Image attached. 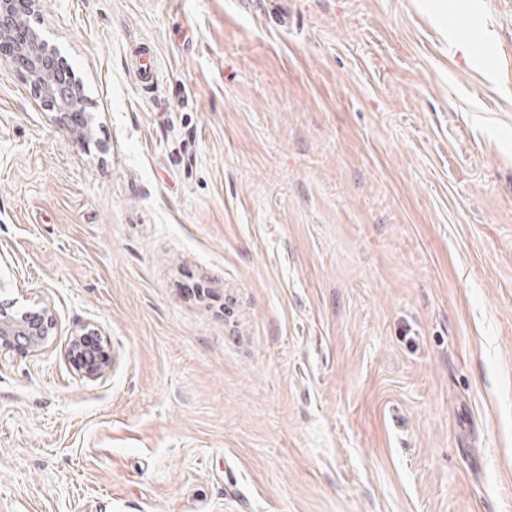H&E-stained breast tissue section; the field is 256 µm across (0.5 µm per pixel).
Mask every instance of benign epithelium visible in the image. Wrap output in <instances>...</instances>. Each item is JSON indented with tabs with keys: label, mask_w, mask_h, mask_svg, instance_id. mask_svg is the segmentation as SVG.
Wrapping results in <instances>:
<instances>
[{
	"label": "benign epithelium",
	"mask_w": 512,
	"mask_h": 512,
	"mask_svg": "<svg viewBox=\"0 0 512 512\" xmlns=\"http://www.w3.org/2000/svg\"><path fill=\"white\" fill-rule=\"evenodd\" d=\"M37 2L0 0V58L23 70L34 91L50 110L56 112V121L75 132L81 116L80 96L71 73L60 67L55 55L47 51L42 42L29 36L19 25L20 19L31 13ZM52 325L53 319L44 308L38 313L17 317L1 305L0 347L10 349L22 343L37 352ZM112 363L111 349L101 346L95 361L80 366V369L85 376L96 379L108 372Z\"/></svg>",
	"instance_id": "1"
}]
</instances>
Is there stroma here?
Segmentation results:
<instances>
[{
  "label": "stroma",
  "mask_w": 512,
  "mask_h": 512,
  "mask_svg": "<svg viewBox=\"0 0 512 512\" xmlns=\"http://www.w3.org/2000/svg\"><path fill=\"white\" fill-rule=\"evenodd\" d=\"M30 21L91 132L0 59V512H512V0ZM137 76L141 85L148 86L154 83L156 78L153 55L148 48H141L137 54ZM53 319L45 308L40 312L15 316L3 304L0 306V347L10 349L24 342V347L32 352L39 351L45 343ZM113 357L110 348L105 346H99V351L95 361H92L88 365H81L80 369L86 377L98 378L108 372L112 368Z\"/></svg>",
  "instance_id": "obj_1"
}]
</instances>
